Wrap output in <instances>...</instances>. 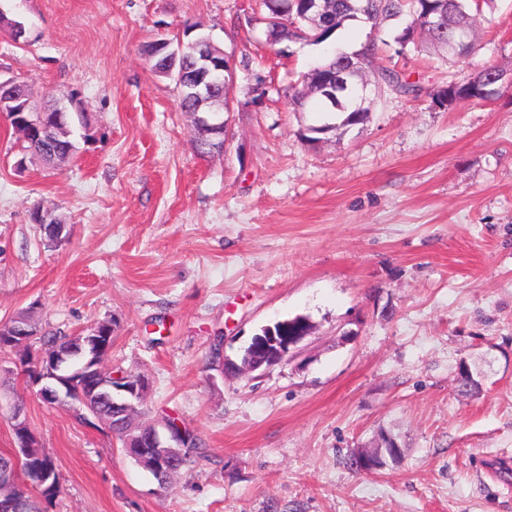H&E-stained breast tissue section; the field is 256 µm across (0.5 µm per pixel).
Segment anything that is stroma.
I'll return each instance as SVG.
<instances>
[{"mask_svg": "<svg viewBox=\"0 0 512 512\" xmlns=\"http://www.w3.org/2000/svg\"><path fill=\"white\" fill-rule=\"evenodd\" d=\"M0 76L37 103L74 91L89 141L56 166L0 118V324L77 334L112 322V370L144 376L145 420L173 417L208 462L159 485L100 422L51 405L0 351V450L22 404L62 463L47 512H512V87L450 109L449 77L512 69V0H486L478 49L398 59L420 98L375 95L365 124L314 145L291 80L324 48L270 44L255 0H0ZM206 35L234 62L223 150L146 44ZM67 226L55 248L30 219ZM314 329L266 373L236 375L262 326ZM220 349L221 361L211 352ZM482 388L460 394L457 368ZM393 438L401 461L346 464Z\"/></svg>", "mask_w": 512, "mask_h": 512, "instance_id": "1", "label": "stroma"}]
</instances>
